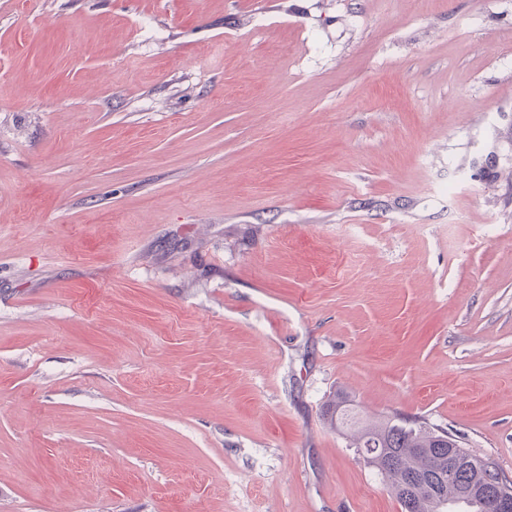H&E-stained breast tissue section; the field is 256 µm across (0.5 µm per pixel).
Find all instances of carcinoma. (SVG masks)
I'll return each instance as SVG.
<instances>
[{
  "mask_svg": "<svg viewBox=\"0 0 512 512\" xmlns=\"http://www.w3.org/2000/svg\"><path fill=\"white\" fill-rule=\"evenodd\" d=\"M326 416L332 426L352 430L356 446L374 450L369 463L388 481L402 512H441V502L475 483L476 466L483 462L462 448L460 464L450 469L448 448L458 444L454 435L419 419L365 418L342 394L328 403ZM410 482L407 498L404 486Z\"/></svg>",
  "mask_w": 512,
  "mask_h": 512,
  "instance_id": "1",
  "label": "carcinoma"
}]
</instances>
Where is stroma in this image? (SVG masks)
<instances>
[{
	"label": "stroma",
	"instance_id": "1",
	"mask_svg": "<svg viewBox=\"0 0 512 512\" xmlns=\"http://www.w3.org/2000/svg\"><path fill=\"white\" fill-rule=\"evenodd\" d=\"M339 393L512 476V0H0V512H401Z\"/></svg>",
	"mask_w": 512,
	"mask_h": 512
}]
</instances>
